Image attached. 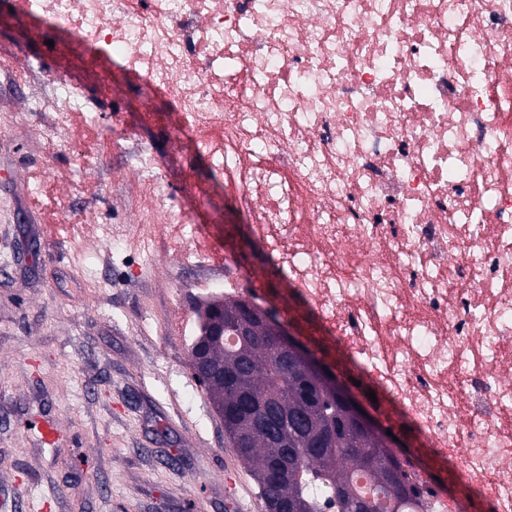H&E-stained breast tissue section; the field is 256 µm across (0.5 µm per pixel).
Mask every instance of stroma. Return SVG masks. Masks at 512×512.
I'll list each match as a JSON object with an SVG mask.
<instances>
[{"instance_id":"1","label":"stroma","mask_w":512,"mask_h":512,"mask_svg":"<svg viewBox=\"0 0 512 512\" xmlns=\"http://www.w3.org/2000/svg\"><path fill=\"white\" fill-rule=\"evenodd\" d=\"M23 29L0 5V512H253L258 485L192 375V282L207 273L183 263L192 240L115 245L89 221L126 226L138 209L117 105L161 160L163 192L181 196L168 112L144 122L134 99L102 100L81 77L83 116L54 129L28 111L21 66L48 94L62 62ZM213 192L196 225L215 250L260 263L223 185Z\"/></svg>"}]
</instances>
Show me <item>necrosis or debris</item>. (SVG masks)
Masks as SVG:
<instances>
[{"label":"necrosis or debris","instance_id":"necrosis-or-debris-1","mask_svg":"<svg viewBox=\"0 0 512 512\" xmlns=\"http://www.w3.org/2000/svg\"><path fill=\"white\" fill-rule=\"evenodd\" d=\"M66 33L101 96L112 62L165 96L267 258L198 294L291 287L408 444L411 512H512V0H17ZM149 221L209 250L128 136ZM457 461L427 467L421 449Z\"/></svg>","mask_w":512,"mask_h":512}]
</instances>
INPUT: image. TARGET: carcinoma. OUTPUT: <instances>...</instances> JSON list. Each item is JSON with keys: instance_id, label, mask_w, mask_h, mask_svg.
<instances>
[{"instance_id": "obj_1", "label": "carcinoma", "mask_w": 512, "mask_h": 512, "mask_svg": "<svg viewBox=\"0 0 512 512\" xmlns=\"http://www.w3.org/2000/svg\"><path fill=\"white\" fill-rule=\"evenodd\" d=\"M209 353L224 377L206 378L205 389L225 435L242 445L241 460L265 505L287 501L298 512H320L314 493L323 490L336 500V512H378L376 501L354 486L355 471L366 474L386 502H403L402 473L387 475L398 464L394 451L287 360L266 321L246 304H224V340Z\"/></svg>"}]
</instances>
